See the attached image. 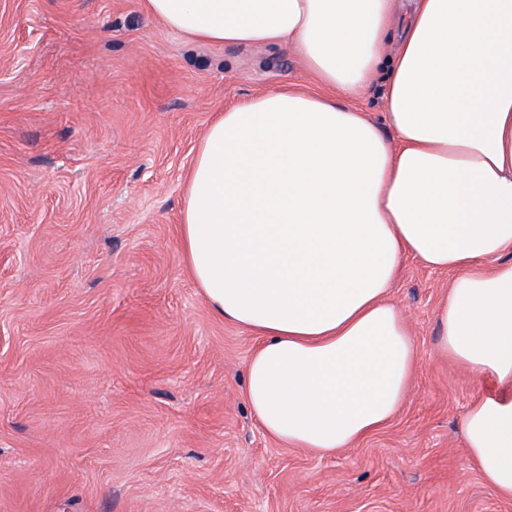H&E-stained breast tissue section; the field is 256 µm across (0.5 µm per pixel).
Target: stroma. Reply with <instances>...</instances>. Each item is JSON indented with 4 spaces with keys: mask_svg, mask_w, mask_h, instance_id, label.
<instances>
[{
    "mask_svg": "<svg viewBox=\"0 0 512 512\" xmlns=\"http://www.w3.org/2000/svg\"><path fill=\"white\" fill-rule=\"evenodd\" d=\"M312 86L141 0H0V512H512L461 435L493 381L435 353L448 271L390 291L417 366L387 425L320 457L252 416L256 338L182 259L185 175L215 113Z\"/></svg>",
    "mask_w": 512,
    "mask_h": 512,
    "instance_id": "obj_1",
    "label": "stroma"
}]
</instances>
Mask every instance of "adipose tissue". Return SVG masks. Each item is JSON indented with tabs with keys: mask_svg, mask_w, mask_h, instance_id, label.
<instances>
[{
	"mask_svg": "<svg viewBox=\"0 0 512 512\" xmlns=\"http://www.w3.org/2000/svg\"><path fill=\"white\" fill-rule=\"evenodd\" d=\"M211 44L291 48L320 86L218 114L188 172L183 258L212 310L259 339L246 401L319 456L397 413L416 348L391 300L405 259L455 274L438 355L496 389L462 434L512 500V0H143ZM385 81L388 129L355 100Z\"/></svg>",
	"mask_w": 512,
	"mask_h": 512,
	"instance_id": "1",
	"label": "adipose tissue"
}]
</instances>
